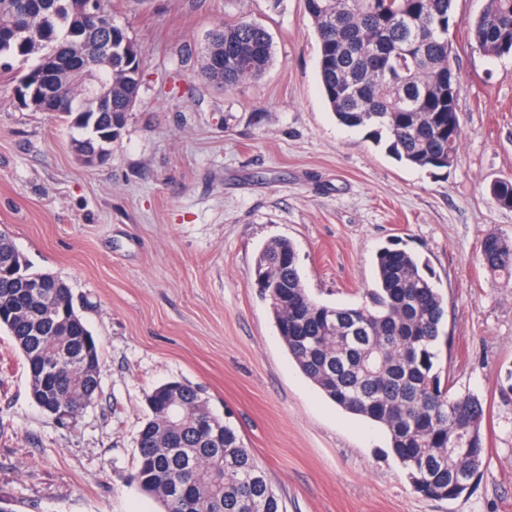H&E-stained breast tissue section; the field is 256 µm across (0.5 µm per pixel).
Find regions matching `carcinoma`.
<instances>
[{
  "instance_id": "1",
  "label": "carcinoma",
  "mask_w": 512,
  "mask_h": 512,
  "mask_svg": "<svg viewBox=\"0 0 512 512\" xmlns=\"http://www.w3.org/2000/svg\"><path fill=\"white\" fill-rule=\"evenodd\" d=\"M320 44V78L337 121L375 125L390 152L418 167L446 168L457 157L461 125L448 98L453 68L449 36L453 0H304ZM94 20L70 0H0V59L38 62L17 72L14 89L61 105L76 135L70 147L110 153L136 105L141 46L95 0ZM470 43L487 56L512 48V0H485L468 22ZM272 61L267 30L247 16L220 24L201 69L226 87L260 77ZM112 81V100H86L77 67ZM512 208V181L490 187ZM481 256L493 273L512 276V237L487 234ZM376 287L358 307L321 304L306 291L292 243L276 240L254 267L269 297L280 337L300 371L338 407L382 426L414 490L433 500L460 497L480 475L485 411L473 394L451 392L438 367L444 303L428 266L401 249L376 254ZM31 266L0 238V327L21 351L30 394L44 409L76 417L99 389L98 347L76 310L71 289L56 275L49 287H23ZM150 411L138 431L132 480L163 512H286L278 489L245 445L238 428L215 415L195 387L172 381L145 396Z\"/></svg>"
}]
</instances>
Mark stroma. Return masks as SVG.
Returning a JSON list of instances; mask_svg holds the SVG:
<instances>
[{"label":"stroma","mask_w":512,"mask_h":512,"mask_svg":"<svg viewBox=\"0 0 512 512\" xmlns=\"http://www.w3.org/2000/svg\"><path fill=\"white\" fill-rule=\"evenodd\" d=\"M141 46L138 100L112 156L82 164L55 112L20 108L0 74V231L69 285L100 354L96 399L57 421L30 397L0 328V501L12 512H160L132 475L145 395L179 380L229 416L287 512H512V277L480 242L512 236L490 194L512 179V54L470 45L484 0H453L462 136L451 167L397 160L374 127L339 124L304 0H111ZM246 15L273 60L225 88L204 77L210 30ZM290 240L318 301L355 306L394 244L428 264L446 309L440 366L482 400L486 464L454 500L415 493L386 431L327 400L289 356L254 284Z\"/></svg>","instance_id":"35a3bbf8"}]
</instances>
